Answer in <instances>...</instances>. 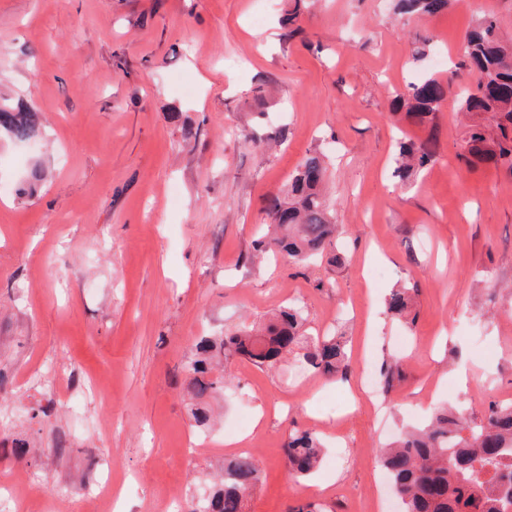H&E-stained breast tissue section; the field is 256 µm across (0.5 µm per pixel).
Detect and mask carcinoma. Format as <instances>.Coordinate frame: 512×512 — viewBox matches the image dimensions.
Wrapping results in <instances>:
<instances>
[{"label":"carcinoma","instance_id":"carcinoma-1","mask_svg":"<svg viewBox=\"0 0 512 512\" xmlns=\"http://www.w3.org/2000/svg\"><path fill=\"white\" fill-rule=\"evenodd\" d=\"M452 0H394L400 14L429 16L448 9ZM466 66L475 85L459 99L464 112L493 114L494 133L480 122L470 125L465 164L493 163L512 173V46L502 40L497 20L484 15L466 34ZM449 82L427 76L409 86L396 100L397 107L415 124L428 128L421 141L398 143L394 176L406 180L428 167L436 157L439 129L435 114L448 98ZM17 144H31L43 136L38 113L26 104H0V133ZM328 156L316 150L307 155L285 188L269 197L265 210L270 219L268 233L254 250L272 252L288 262L304 263L326 256L338 263L336 209L325 194ZM415 291L394 288L386 299L387 311L411 317ZM342 335L311 336L306 318L294 304L273 313L259 325L243 326L222 336H203L195 344L188 372V389L199 407L194 421L206 426L210 415L204 403L224 393L226 376L213 374L218 356L228 361L246 359L254 365L272 367L299 348L298 361L312 373L330 381H343L351 369ZM402 359L386 358L378 370L379 385L388 391L402 378ZM325 446L312 431L288 436L282 451L287 471L294 478L319 470ZM381 463L403 512H512V404L492 402L477 420L461 406L435 409L423 427L408 428L379 449ZM260 481V468L250 454L224 459V475L207 497L190 501L188 512H245L248 495Z\"/></svg>","mask_w":512,"mask_h":512}]
</instances>
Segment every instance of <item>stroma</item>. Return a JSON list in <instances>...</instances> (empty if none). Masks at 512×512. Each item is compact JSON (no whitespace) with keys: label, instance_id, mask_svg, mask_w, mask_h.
<instances>
[{"label":"stroma","instance_id":"1","mask_svg":"<svg viewBox=\"0 0 512 512\" xmlns=\"http://www.w3.org/2000/svg\"><path fill=\"white\" fill-rule=\"evenodd\" d=\"M487 13L512 36V0L424 17L392 0H0V100L34 105L46 129L0 138V426L28 447L0 449V493L31 475L0 512H184L236 434L261 474L247 512H400L383 443L450 400L478 416L512 403V174L466 166L453 96L435 162L393 176L398 132L426 131L392 99L431 74L471 85L464 36ZM419 35L433 44L416 63ZM315 149L342 264L253 259L266 197ZM35 168L36 192L18 196ZM399 285L416 291L414 324L385 311ZM291 301L311 332L344 333L350 376L229 360L215 421L196 428L197 337ZM390 352L406 363L380 424L364 374ZM296 429L329 446L300 481L282 452Z\"/></svg>","mask_w":512,"mask_h":512}]
</instances>
